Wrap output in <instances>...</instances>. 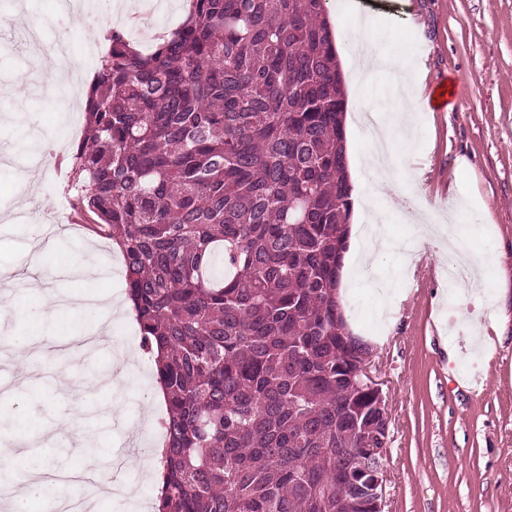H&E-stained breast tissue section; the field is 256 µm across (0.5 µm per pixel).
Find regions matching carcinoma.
I'll return each instance as SVG.
<instances>
[{
    "instance_id": "obj_1",
    "label": "carcinoma",
    "mask_w": 512,
    "mask_h": 512,
    "mask_svg": "<svg viewBox=\"0 0 512 512\" xmlns=\"http://www.w3.org/2000/svg\"><path fill=\"white\" fill-rule=\"evenodd\" d=\"M110 29L70 157L165 391L153 512H384L391 417L336 284L353 220L325 0H186Z\"/></svg>"
}]
</instances>
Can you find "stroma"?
<instances>
[{
    "label": "stroma",
    "mask_w": 512,
    "mask_h": 512,
    "mask_svg": "<svg viewBox=\"0 0 512 512\" xmlns=\"http://www.w3.org/2000/svg\"><path fill=\"white\" fill-rule=\"evenodd\" d=\"M62 0H0V292L23 304V319L0 325V337L39 330L47 360L60 356L63 336H95L94 353L73 362L76 378L102 376L117 360V346L138 343L135 322L91 307L50 323L43 308L27 303L29 280L48 293L93 289L125 295L122 261L109 241L78 222L72 206L69 155L85 131L84 97L61 99L40 82V42L63 37V61L94 73L104 49L92 46L77 26L61 28ZM378 52L399 49L409 67L422 69L427 89L447 85L453 94L442 108L422 99L408 142L401 148L407 171H421L418 194L425 208L457 223L473 224L466 247L488 260L485 278L448 284V254H435L426 239L395 210H388L390 246L377 275L400 308L387 310L377 288L353 277L343 295L352 333L373 349V372L391 416L384 512H512V0H367ZM26 86H16L20 74ZM39 180L22 193L21 172ZM109 267L94 286L60 276L73 258ZM479 298L482 324L497 332L473 339L459 314L464 300ZM156 382L148 357L128 366L122 386L83 399V427L93 438L104 476L118 475L130 495L99 498L95 512H145L157 483L144 467L129 464L131 450L151 455L163 406L154 402ZM67 396L32 384L20 405L0 407L14 419L24 410L30 431L47 426ZM84 457L60 444L32 452L18 448L12 468L26 476L33 467L51 472L85 466Z\"/></svg>",
    "instance_id": "35a3bbf8"
}]
</instances>
